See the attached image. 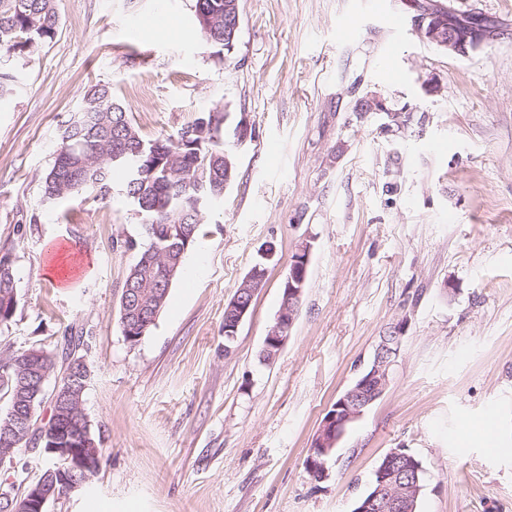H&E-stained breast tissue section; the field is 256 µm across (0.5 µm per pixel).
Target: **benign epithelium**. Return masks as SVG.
<instances>
[{
	"instance_id": "7a95c632",
	"label": "benign epithelium",
	"mask_w": 512,
	"mask_h": 512,
	"mask_svg": "<svg viewBox=\"0 0 512 512\" xmlns=\"http://www.w3.org/2000/svg\"><path fill=\"white\" fill-rule=\"evenodd\" d=\"M425 36L446 50L465 56L468 49L480 45L483 36L477 29H459L448 26V32L442 28L429 26L424 29ZM311 246L303 243L298 246L296 257L288 267V273L282 283L286 293L288 310L280 313L276 325L269 330L264 339L263 350L280 348L286 337L283 333L290 330L296 319L295 304L302 298L308 276ZM266 271L257 266L244 279L240 289L242 293L255 295L265 282ZM231 309L235 311L230 332H237L239 325L251 309V303L234 298ZM402 327L395 326L381 337L375 350L373 360L358 382L345 390L338 402L330 409L323 419L311 445L306 467L309 473L318 480L329 476L326 456L345 434L347 426L359 419L386 390L391 369L399 356L401 347ZM39 440L47 441L45 447L38 449L41 456L50 460L51 468L38 483L30 484L24 493L15 496L4 493L0 495V512H46V505L59 496L77 491L86 484L95 471L98 456L96 443L91 440L89 429L78 424L74 447H58L53 437L42 435ZM379 479L373 493L363 497L354 512H382L387 506L392 512H409L404 508V492L397 475L392 470H377Z\"/></svg>"
}]
</instances>
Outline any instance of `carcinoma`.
Here are the masks:
<instances>
[{"mask_svg": "<svg viewBox=\"0 0 512 512\" xmlns=\"http://www.w3.org/2000/svg\"><path fill=\"white\" fill-rule=\"evenodd\" d=\"M218 0H195V13L202 38L231 51L236 38L224 22V15L213 18L210 30L203 20L212 13ZM59 25L56 0H0V49L25 50L54 37ZM226 115L204 112L195 121L165 139L147 140L130 121L125 108L112 98L104 86L94 85L62 132V146L45 177L44 196L52 201L80 192L102 200L112 194V171L124 173L123 191L139 215L146 246L139 249L130 268L120 299L119 322L122 333L131 326V313H160L173 281L182 271L187 252L193 247L196 232L209 204L224 196L233 181L235 165L225 152L222 126ZM17 295L13 261L0 256V325L13 314ZM85 336L67 327L60 347L51 352L56 360L81 374V347ZM31 346L21 350L0 349V394L8 407L0 416V435L21 434L12 417L16 405L34 413L41 405V394L34 390L24 369ZM64 404L63 412L50 417L46 433L60 434L82 415L77 389Z\"/></svg>", "mask_w": 512, "mask_h": 512, "instance_id": "cac0c4a2", "label": "carcinoma"}]
</instances>
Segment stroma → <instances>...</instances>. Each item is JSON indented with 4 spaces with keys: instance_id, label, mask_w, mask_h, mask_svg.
Wrapping results in <instances>:
<instances>
[{
    "instance_id": "obj_1",
    "label": "stroma",
    "mask_w": 512,
    "mask_h": 512,
    "mask_svg": "<svg viewBox=\"0 0 512 512\" xmlns=\"http://www.w3.org/2000/svg\"><path fill=\"white\" fill-rule=\"evenodd\" d=\"M426 5L491 36L450 53L416 24ZM239 7L229 53L200 39L194 0H57L52 40L0 55L14 77L0 96V255L17 280L0 347L51 350L83 327V411L103 450L47 512H353L394 448L423 466L417 512H512V0ZM95 84L147 139L226 113L236 168L134 344L118 315L137 259L125 242L142 229L122 171L107 201L44 198L62 126ZM373 98L383 110L363 109ZM56 240L90 260L68 287L45 267ZM304 242L299 313L261 362ZM258 263L265 284L225 340L224 307ZM395 325L387 389L315 480L323 417Z\"/></svg>"
}]
</instances>
